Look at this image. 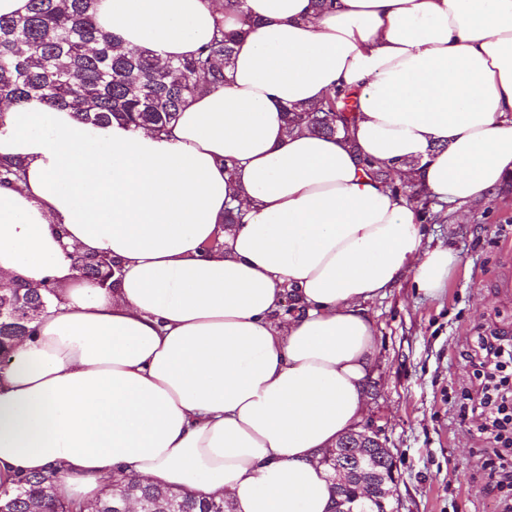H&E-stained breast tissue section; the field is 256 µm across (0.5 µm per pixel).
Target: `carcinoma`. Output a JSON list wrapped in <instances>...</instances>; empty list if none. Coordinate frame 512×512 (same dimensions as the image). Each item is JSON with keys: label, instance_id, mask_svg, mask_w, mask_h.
Returning a JSON list of instances; mask_svg holds the SVG:
<instances>
[{"label": "carcinoma", "instance_id": "1", "mask_svg": "<svg viewBox=\"0 0 512 512\" xmlns=\"http://www.w3.org/2000/svg\"><path fill=\"white\" fill-rule=\"evenodd\" d=\"M96 0H29L27 13L0 16V104L21 105L38 99L49 110L66 108L83 124L103 126L119 121L136 128L165 133L189 99L226 81L237 38L257 22L246 0H208L220 14L213 36L189 58L162 61L149 51H127L119 37L101 29L95 17ZM234 14L237 28L224 30V9ZM356 107L338 91L319 106L286 110V131L304 129L351 140ZM407 200L426 220L444 222V211H432L433 200L413 187ZM74 263L86 277L111 285L119 269L112 259L77 254ZM51 288H28L0 282V357L32 332L31 324L51 303ZM57 472L20 476L8 487L0 485L4 512H76L77 505L50 495ZM359 486L336 487V507L354 512L368 499L358 497ZM172 501L177 512H232L224 498L195 497L131 480L113 479L112 492L99 499L94 512H121L126 504H164Z\"/></svg>", "mask_w": 512, "mask_h": 512}]
</instances>
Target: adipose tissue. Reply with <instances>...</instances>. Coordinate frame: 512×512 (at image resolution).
<instances>
[{"instance_id":"ef3b65f1","label":"adipose tissue","mask_w":512,"mask_h":512,"mask_svg":"<svg viewBox=\"0 0 512 512\" xmlns=\"http://www.w3.org/2000/svg\"><path fill=\"white\" fill-rule=\"evenodd\" d=\"M223 85L158 135L87 126L36 99L0 115V278L53 289L0 367V483L56 470L91 506L112 478L233 512H331L318 459L354 428L375 352L364 304L457 262L366 162L446 204L512 176V0H247ZM99 26L163 60L213 34L207 0H97ZM339 90L353 144L286 134L288 107ZM243 219L228 224V207ZM112 258L114 287L75 253ZM296 312L279 318L285 297Z\"/></svg>"}]
</instances>
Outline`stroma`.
I'll return each instance as SVG.
<instances>
[{
  "instance_id": "1",
  "label": "stroma",
  "mask_w": 512,
  "mask_h": 512,
  "mask_svg": "<svg viewBox=\"0 0 512 512\" xmlns=\"http://www.w3.org/2000/svg\"><path fill=\"white\" fill-rule=\"evenodd\" d=\"M426 249L459 258L445 288L430 296L403 276L366 302L376 354L364 388L360 429L390 448L399 512H497L478 415L463 414L473 390L478 335L512 336V192L462 205L443 223H423Z\"/></svg>"
}]
</instances>
